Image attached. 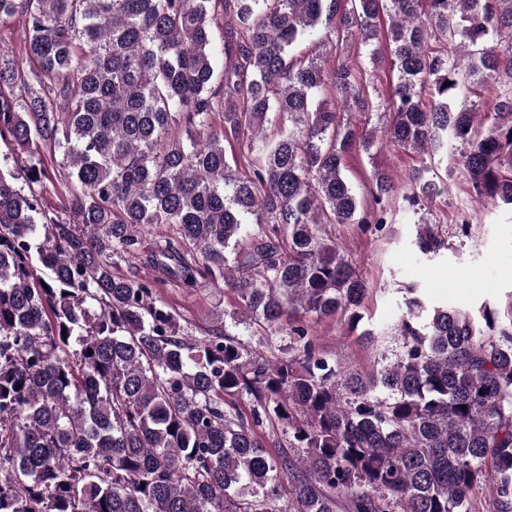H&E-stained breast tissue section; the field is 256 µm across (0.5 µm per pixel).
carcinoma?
I'll list each match as a JSON object with an SVG mask.
<instances>
[{
    "mask_svg": "<svg viewBox=\"0 0 512 512\" xmlns=\"http://www.w3.org/2000/svg\"><path fill=\"white\" fill-rule=\"evenodd\" d=\"M18 14L34 69L0 49V88H18L0 93V140L30 153L0 169V512H474L487 483L486 512H512V325L429 308L411 285L402 351L365 372L306 322L363 319L367 286L322 226L379 231L400 198L417 251L446 248L427 214L448 148L476 196L512 207V0H0V21ZM305 38L314 53L293 58ZM349 40L373 64L389 52L387 98L326 67ZM490 80L504 89L483 132ZM375 108L386 143L428 160L403 192L375 170L368 210L343 167L375 140L342 113ZM38 141L80 188L54 216ZM145 224L177 234L147 262L231 292L288 347L259 361L223 326L182 334L155 282L120 273ZM242 397L248 417L226 405ZM265 419L288 428L275 456ZM230 20V18L224 17V11L219 8L217 18L212 26L214 59L218 76L224 71V63L226 61L222 50L224 44V23Z\"/></svg>",
    "mask_w": 512,
    "mask_h": 512,
    "instance_id": "1",
    "label": "carcinoma"
}]
</instances>
